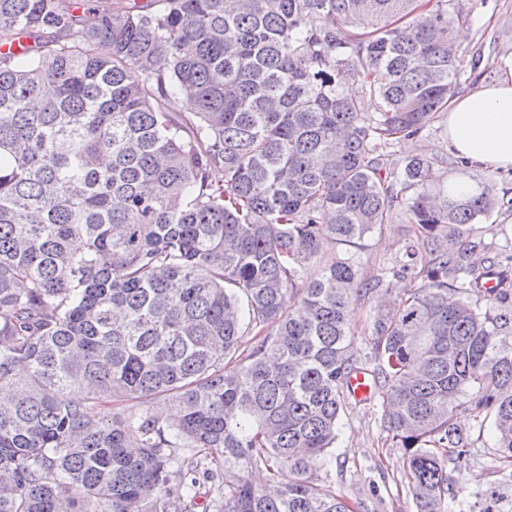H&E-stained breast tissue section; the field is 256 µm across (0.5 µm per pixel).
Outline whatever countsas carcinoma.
Instances as JSON below:
<instances>
[{
    "label": "carcinoma",
    "mask_w": 512,
    "mask_h": 512,
    "mask_svg": "<svg viewBox=\"0 0 512 512\" xmlns=\"http://www.w3.org/2000/svg\"><path fill=\"white\" fill-rule=\"evenodd\" d=\"M460 21L452 0H0V44L28 39L0 53V512H194L202 453L209 512H352L309 471L358 373L419 512L456 498L475 430L512 479V252L474 232L512 199L394 152L466 82ZM440 165L458 185L435 193ZM398 208L393 265L303 281ZM397 278L418 287L382 302ZM159 396L177 420L105 411ZM459 512L494 510L476 490ZM371 302L366 300H359L355 306V311L352 317V332L354 334L353 341L354 347L359 350L368 351L371 346L370 340V325L372 320Z\"/></svg>",
    "instance_id": "carcinoma-1"
}]
</instances>
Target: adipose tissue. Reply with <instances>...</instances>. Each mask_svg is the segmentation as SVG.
I'll return each mask as SVG.
<instances>
[{
	"mask_svg": "<svg viewBox=\"0 0 512 512\" xmlns=\"http://www.w3.org/2000/svg\"><path fill=\"white\" fill-rule=\"evenodd\" d=\"M443 118L456 156L492 170L512 169V71L454 99Z\"/></svg>",
	"mask_w": 512,
	"mask_h": 512,
	"instance_id": "ef3b65f1",
	"label": "adipose tissue"
}]
</instances>
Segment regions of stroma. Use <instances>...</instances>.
<instances>
[{"label":"stroma","instance_id":"1","mask_svg":"<svg viewBox=\"0 0 512 512\" xmlns=\"http://www.w3.org/2000/svg\"><path fill=\"white\" fill-rule=\"evenodd\" d=\"M457 6L468 16L454 30L455 44L469 65L463 86L468 92L512 70V0H458ZM408 229L397 213L361 242L355 255L363 276L390 265L407 241ZM381 414L374 399L347 405L332 460L314 469L313 476L345 497L354 512H418L408 488L406 456L389 440ZM495 458L491 438L482 437L467 465L449 470L448 481L462 500L479 489L495 490L501 512H512V483L498 473Z\"/></svg>","mask_w":512,"mask_h":512}]
</instances>
